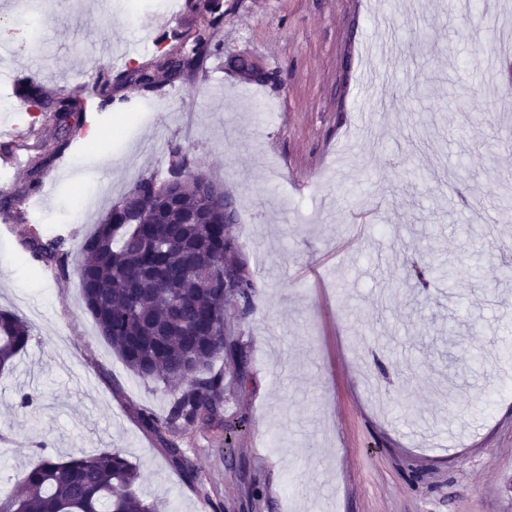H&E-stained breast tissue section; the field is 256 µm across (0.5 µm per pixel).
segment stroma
<instances>
[{
  "label": "stroma",
  "instance_id": "35a3bbf8",
  "mask_svg": "<svg viewBox=\"0 0 512 512\" xmlns=\"http://www.w3.org/2000/svg\"><path fill=\"white\" fill-rule=\"evenodd\" d=\"M0 0V126L28 122L39 143L57 126L19 94H68L92 81L109 38L120 70L158 61L172 32L207 16L157 0H48L37 31ZM217 48L199 68L151 92L116 89L95 120L109 138L82 140L46 168L44 234H66L68 276L48 286L24 244L28 167L9 191L16 236L0 238V310L33 327L13 371L0 374V497L37 464L121 451L139 492L165 512H512V74L493 76L500 28L456 0H224ZM389 15L404 65L385 69L375 12ZM250 56L270 79L240 80ZM468 87V126L453 101ZM183 146L219 183L236 219L227 232L254 284L253 308L224 306L244 355L220 361L223 420L169 432L194 461L187 487L142 413L171 397L127 369L83 300L79 249L143 176L165 173ZM111 156L102 162L101 153ZM460 276L421 285L413 267L447 259ZM452 381L451 400L438 383ZM36 402L21 407L23 394Z\"/></svg>",
  "mask_w": 512,
  "mask_h": 512
}]
</instances>
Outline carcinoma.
I'll use <instances>...</instances> for the list:
<instances>
[{"label": "carcinoma", "mask_w": 512, "mask_h": 512, "mask_svg": "<svg viewBox=\"0 0 512 512\" xmlns=\"http://www.w3.org/2000/svg\"><path fill=\"white\" fill-rule=\"evenodd\" d=\"M192 8L203 9L210 19L196 30L190 45L176 48L170 58L128 69L115 80L103 74L65 96L39 85L23 89V97L52 113L59 125L55 141L41 145L32 158L28 192L38 191L43 168L81 136L88 103L106 107L119 85L151 91L200 66L214 48V30L224 22V0H200ZM169 167L186 171L185 181L163 193L156 189L158 175L141 178L107 216L113 219L128 206L142 223L96 225L80 248L79 278L86 309L103 341L128 369L161 383L173 397L166 417L143 413L140 422L162 441L172 467L193 485L194 462L165 440L162 430L217 417L224 401V377L213 373L214 363L226 356L242 359L224 336V303L233 300L249 311L252 282L241 272L236 245L226 234L224 201H206L198 192L194 177L207 175L189 171L180 146L172 148ZM25 245L35 260L67 276L63 238L46 237L31 227ZM205 264L223 267L226 279L205 278ZM31 339L25 320L0 311V372L13 367ZM39 451V463L0 499V512H159L156 502L137 493L140 470L121 452L60 460L43 447Z\"/></svg>", "instance_id": "obj_1"}]
</instances>
